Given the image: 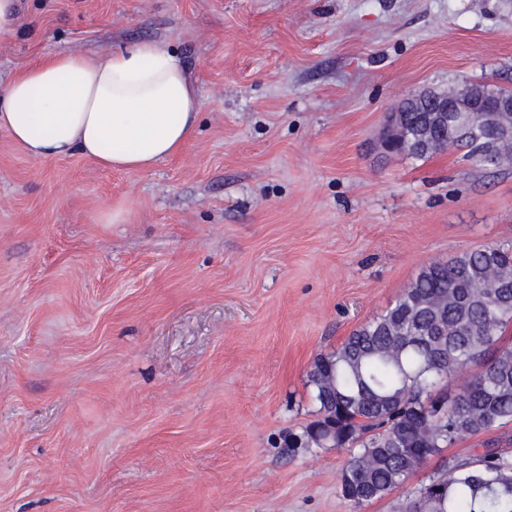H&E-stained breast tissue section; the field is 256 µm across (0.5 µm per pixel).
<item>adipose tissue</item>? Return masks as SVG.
Segmentation results:
<instances>
[{"mask_svg":"<svg viewBox=\"0 0 512 512\" xmlns=\"http://www.w3.org/2000/svg\"><path fill=\"white\" fill-rule=\"evenodd\" d=\"M200 106L181 57L141 42L102 58L48 55L18 71L0 91V130L34 159L77 153L147 171L184 148Z\"/></svg>","mask_w":512,"mask_h":512,"instance_id":"obj_1","label":"adipose tissue"}]
</instances>
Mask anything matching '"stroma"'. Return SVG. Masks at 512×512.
<instances>
[{"mask_svg": "<svg viewBox=\"0 0 512 512\" xmlns=\"http://www.w3.org/2000/svg\"><path fill=\"white\" fill-rule=\"evenodd\" d=\"M37 58L152 41L198 127L148 171L37 160L0 132V512H405L344 500L346 453L289 447L318 354L434 260L512 244V167L378 147L427 88H512V0H22ZM121 217L110 220L109 215Z\"/></svg>", "mask_w": 512, "mask_h": 512, "instance_id": "stroma-1", "label": "stroma"}]
</instances>
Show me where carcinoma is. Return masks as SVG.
<instances>
[{"instance_id": "obj_1", "label": "carcinoma", "mask_w": 512, "mask_h": 512, "mask_svg": "<svg viewBox=\"0 0 512 512\" xmlns=\"http://www.w3.org/2000/svg\"><path fill=\"white\" fill-rule=\"evenodd\" d=\"M428 113L407 114L408 155L434 150L414 139ZM493 130L448 135L478 168L498 169L512 151L486 145ZM512 246L488 245L425 266L385 312L307 372L317 419L288 433L290 448L349 453L342 497L355 505L405 485L425 461L463 435L512 424ZM464 386L449 383L468 368ZM406 512H512V455L497 448L454 460L410 494Z\"/></svg>"}]
</instances>
